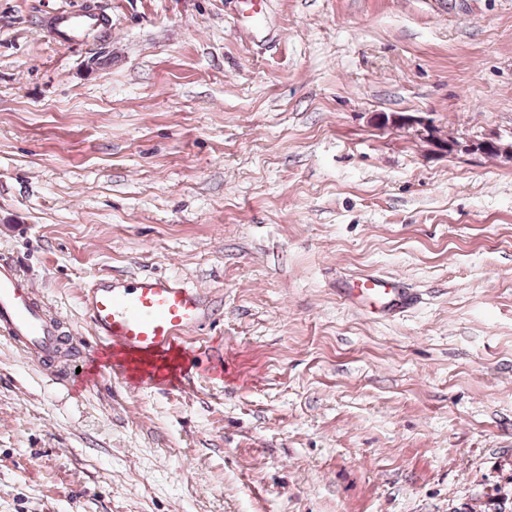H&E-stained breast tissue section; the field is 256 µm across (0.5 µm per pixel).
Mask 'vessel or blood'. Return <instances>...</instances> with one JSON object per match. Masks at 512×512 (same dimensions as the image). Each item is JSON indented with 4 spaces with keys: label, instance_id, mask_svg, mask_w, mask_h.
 Segmentation results:
<instances>
[{
    "label": "vessel or blood",
    "instance_id": "b4317fda",
    "mask_svg": "<svg viewBox=\"0 0 512 512\" xmlns=\"http://www.w3.org/2000/svg\"><path fill=\"white\" fill-rule=\"evenodd\" d=\"M102 14L61 10L40 18L42 30L67 46L85 44L98 29ZM389 282L375 275L342 289L345 299L388 293ZM81 301L95 336L94 347L73 344L60 315L51 312L40 290L11 259H0V338L32 358L55 379L68 374L67 362L89 361L104 354L101 376L115 381L139 375L155 385L173 375L200 368L202 352L187 347L190 332L213 314L202 289L165 276L134 280L111 277L84 289Z\"/></svg>",
    "mask_w": 512,
    "mask_h": 512
}]
</instances>
